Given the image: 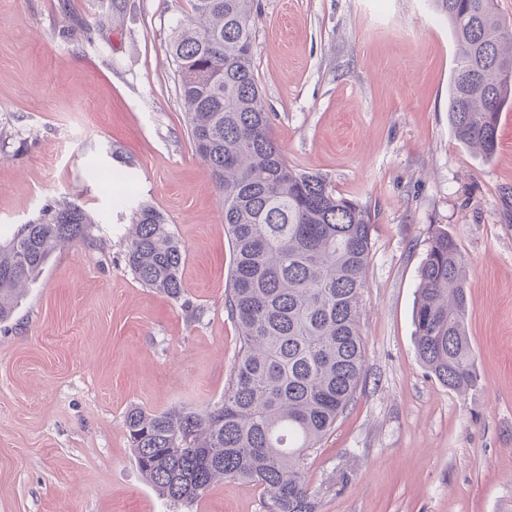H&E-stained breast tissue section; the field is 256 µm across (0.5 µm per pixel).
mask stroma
I'll return each instance as SVG.
<instances>
[{"label": "stroma", "instance_id": "stroma-1", "mask_svg": "<svg viewBox=\"0 0 512 512\" xmlns=\"http://www.w3.org/2000/svg\"><path fill=\"white\" fill-rule=\"evenodd\" d=\"M255 72L289 163L370 207L365 375L302 466L320 512H512V124L486 159L453 136L456 45L428 0H256ZM188 0H0V239L67 199L94 219L0 324V512H267L215 481L189 505L138 471L132 407L220 400L240 349L221 198L187 133L167 45ZM121 159H113V151ZM128 177L185 250L184 303L125 263ZM467 261L477 384L420 361L429 237Z\"/></svg>", "mask_w": 512, "mask_h": 512}]
</instances>
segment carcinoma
Masks as SVG:
<instances>
[{
  "mask_svg": "<svg viewBox=\"0 0 512 512\" xmlns=\"http://www.w3.org/2000/svg\"><path fill=\"white\" fill-rule=\"evenodd\" d=\"M168 53L195 152L224 205L233 263L225 308L241 347L224 396L204 410L130 408L134 461L175 504L200 499L217 478L258 485L268 512H318L301 463L336 423L364 375L359 299L370 262L371 213L320 175L288 159L270 132L255 73V0H190ZM458 47L448 95L454 137L489 158L500 115L512 103V28L492 0H432ZM116 201L131 206L125 259L147 288L184 293L181 242L165 216L121 180ZM93 217L63 201L0 243V323L49 258L84 239ZM466 262L439 230L419 269L413 310L419 359L455 391L477 381L466 330Z\"/></svg>",
  "mask_w": 512,
  "mask_h": 512,
  "instance_id": "cac0c4a2",
  "label": "carcinoma"
}]
</instances>
